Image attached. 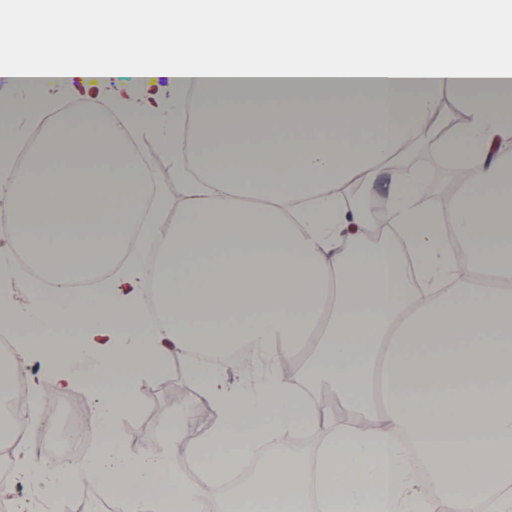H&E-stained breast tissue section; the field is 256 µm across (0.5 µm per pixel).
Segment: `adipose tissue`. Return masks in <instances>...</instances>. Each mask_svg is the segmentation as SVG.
Segmentation results:
<instances>
[{
  "instance_id": "1",
  "label": "adipose tissue",
  "mask_w": 512,
  "mask_h": 512,
  "mask_svg": "<svg viewBox=\"0 0 512 512\" xmlns=\"http://www.w3.org/2000/svg\"><path fill=\"white\" fill-rule=\"evenodd\" d=\"M59 38L22 55L23 35L46 26L44 0L0 23V78L78 82L128 108L62 116L36 140L46 97L21 92L0 112V142H26L28 162L0 166V192L16 208L0 233L23 240L51 272L35 287L19 352L58 347L102 359L96 385L102 445L79 469L112 482L127 512H194L198 488L173 465L186 456L175 422L163 455L131 458L117 419L140 410L135 384L194 346H261L288 378L260 389L229 385L223 371L188 363L224 420L201 438L211 480L248 466L262 440L310 423L327 433L315 460L265 459L235 485L219 512H428L396 445L405 439L430 466L439 498L471 512L472 487L496 490L492 512H512V0H63ZM100 39L89 47L88 29ZM132 70L158 94L139 105L112 73ZM197 91L193 120L165 94ZM464 95L469 119L455 141L446 90ZM202 183L179 200L145 183L132 141L154 136L178 154L186 124ZM430 138L459 152L463 188L447 216L422 212L420 170L406 150ZM398 166L389 190L393 227L372 250H341L365 217L342 205L350 182L373 184ZM146 194L148 214L131 201ZM137 225L157 252L150 280L127 252ZM474 259L462 273L453 253ZM123 281L91 296L68 282L113 255ZM160 322L144 321L145 306ZM66 360V362H67ZM66 362L46 361L59 387ZM336 391L356 424L339 427L313 399Z\"/></svg>"
}]
</instances>
